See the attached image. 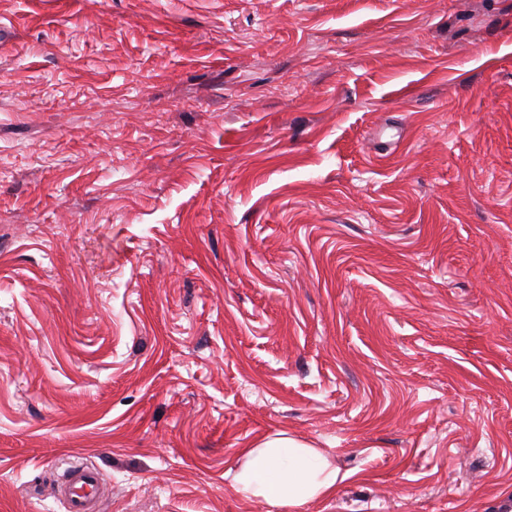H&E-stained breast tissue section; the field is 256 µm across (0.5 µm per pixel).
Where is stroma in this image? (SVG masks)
Returning <instances> with one entry per match:
<instances>
[{
	"label": "stroma",
	"mask_w": 512,
	"mask_h": 512,
	"mask_svg": "<svg viewBox=\"0 0 512 512\" xmlns=\"http://www.w3.org/2000/svg\"><path fill=\"white\" fill-rule=\"evenodd\" d=\"M512 512V0H0V512ZM241 454L245 462L233 477L236 491L277 507L296 509L333 493L345 479L318 448L285 432L242 448ZM101 473L92 465L69 469L61 483L67 502V512H98L101 493Z\"/></svg>",
	"instance_id": "1"
}]
</instances>
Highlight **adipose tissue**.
<instances>
[{"label": "adipose tissue", "instance_id": "ef3b65f1", "mask_svg": "<svg viewBox=\"0 0 512 512\" xmlns=\"http://www.w3.org/2000/svg\"><path fill=\"white\" fill-rule=\"evenodd\" d=\"M242 455L245 462L233 477L237 492L286 512L333 493L343 480L319 449L285 432L251 444Z\"/></svg>", "mask_w": 512, "mask_h": 512}]
</instances>
